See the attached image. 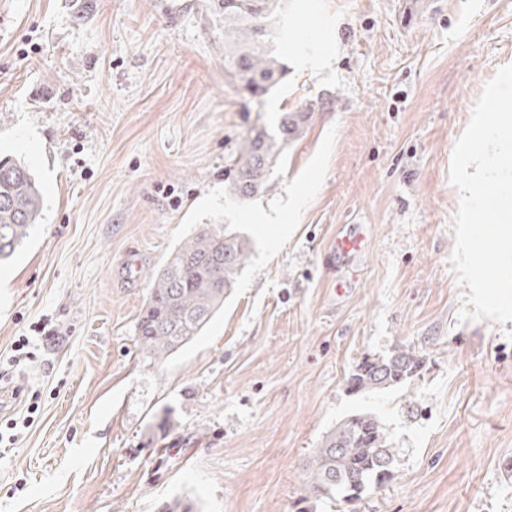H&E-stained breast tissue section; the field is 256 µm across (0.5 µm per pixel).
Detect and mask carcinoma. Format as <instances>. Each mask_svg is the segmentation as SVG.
<instances>
[{
	"mask_svg": "<svg viewBox=\"0 0 512 512\" xmlns=\"http://www.w3.org/2000/svg\"><path fill=\"white\" fill-rule=\"evenodd\" d=\"M283 0H213L212 12L224 22V75L251 96H262L281 77L271 30ZM308 121L306 112H285L275 127L255 125L230 155V191L246 201L257 196L281 155ZM43 205L34 174L23 163L0 158V261L13 256L37 223ZM251 254L250 241L216 224L203 225L175 248L153 278L137 323L138 349L155 365L164 364L200 336L224 296L234 287ZM421 355L405 347L367 358L347 379L350 391L369 393L400 385L422 373ZM394 449L386 428L372 412H358L323 437L308 466L301 503L327 499L340 508L362 498L390 478ZM159 512H195L186 499L163 502Z\"/></svg>",
	"mask_w": 512,
	"mask_h": 512,
	"instance_id": "1",
	"label": "carcinoma"
}]
</instances>
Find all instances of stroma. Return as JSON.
<instances>
[{
	"label": "stroma",
	"mask_w": 512,
	"mask_h": 512,
	"mask_svg": "<svg viewBox=\"0 0 512 512\" xmlns=\"http://www.w3.org/2000/svg\"><path fill=\"white\" fill-rule=\"evenodd\" d=\"M0 0V155L25 160L42 220L0 266V512H296L306 465L375 413L393 478L354 512H512V321L458 322L454 146L512 64V0H286L282 78L224 76L211 0ZM309 119L269 188L241 201L228 159L253 124ZM205 224L251 241L223 311L165 367L138 352L153 274ZM362 249L330 251L348 225ZM133 270V282L118 276ZM51 339H42L43 328ZM31 361L14 366L18 337ZM425 368L356 396L362 360Z\"/></svg>",
	"instance_id": "1"
}]
</instances>
